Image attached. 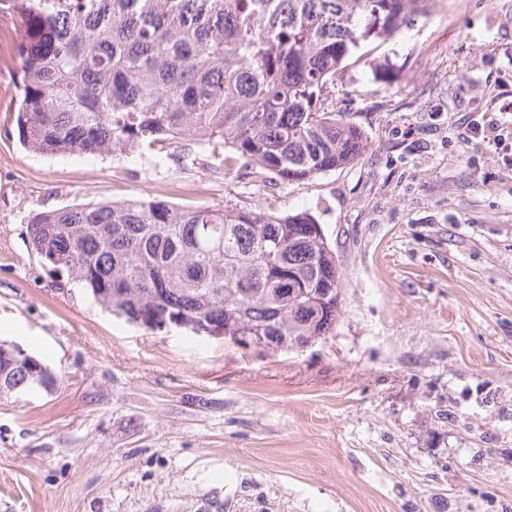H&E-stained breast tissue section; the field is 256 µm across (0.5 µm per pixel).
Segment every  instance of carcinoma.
I'll use <instances>...</instances> for the list:
<instances>
[{"mask_svg": "<svg viewBox=\"0 0 512 512\" xmlns=\"http://www.w3.org/2000/svg\"><path fill=\"white\" fill-rule=\"evenodd\" d=\"M26 28L14 127L32 153L131 155L193 141L286 182L371 144L333 110L345 63L435 0H11ZM28 243L57 276L148 329L302 348L342 315L344 272L307 211L107 200L35 213ZM0 344V396L54 385Z\"/></svg>", "mask_w": 512, "mask_h": 512, "instance_id": "1", "label": "carcinoma"}]
</instances>
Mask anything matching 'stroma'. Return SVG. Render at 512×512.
I'll use <instances>...</instances> for the list:
<instances>
[{"instance_id": "1", "label": "stroma", "mask_w": 512, "mask_h": 512, "mask_svg": "<svg viewBox=\"0 0 512 512\" xmlns=\"http://www.w3.org/2000/svg\"><path fill=\"white\" fill-rule=\"evenodd\" d=\"M25 36L0 14V342L53 387L0 398V512H512V0L431 14L336 76L356 162L285 182L206 145L23 149ZM498 113L499 149L467 142ZM150 197L309 211L345 272L335 331L242 348L152 331L51 275L34 211Z\"/></svg>"}]
</instances>
